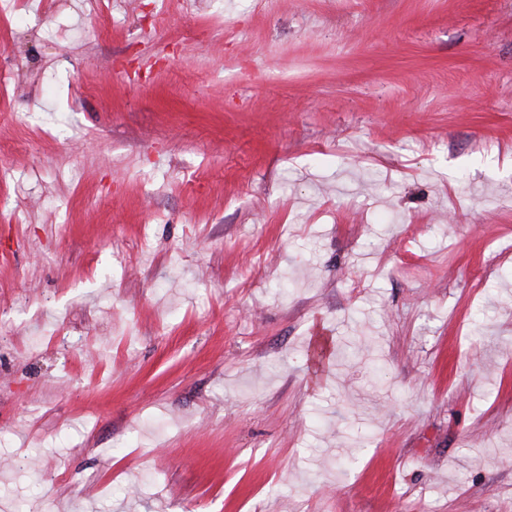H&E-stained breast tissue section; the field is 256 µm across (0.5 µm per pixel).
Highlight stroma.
<instances>
[{"label":"stroma","instance_id":"1","mask_svg":"<svg viewBox=\"0 0 512 512\" xmlns=\"http://www.w3.org/2000/svg\"><path fill=\"white\" fill-rule=\"evenodd\" d=\"M0 512H512V0H0Z\"/></svg>","mask_w":512,"mask_h":512}]
</instances>
